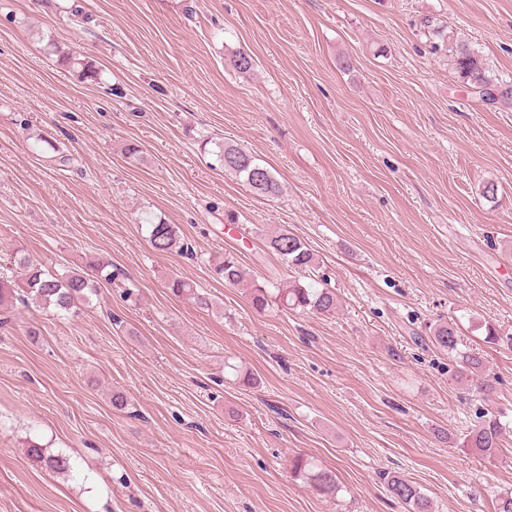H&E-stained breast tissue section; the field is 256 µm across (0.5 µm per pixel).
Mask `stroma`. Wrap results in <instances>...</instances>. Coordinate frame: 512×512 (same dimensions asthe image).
Masks as SVG:
<instances>
[{
	"label": "stroma",
	"instance_id": "obj_1",
	"mask_svg": "<svg viewBox=\"0 0 512 512\" xmlns=\"http://www.w3.org/2000/svg\"><path fill=\"white\" fill-rule=\"evenodd\" d=\"M426 17L512 80V0H0V269L124 273L67 318L19 304L0 322V512H405L385 472L432 512H494L512 429L491 457L464 439L512 419V349L486 340L512 333V103L478 100ZM208 138L261 159L282 195L214 167ZM146 213L189 251H153ZM280 228L335 314L260 312L214 274L230 253L258 282L297 279L267 246ZM441 321L490 391L429 342ZM300 454L337 498L291 474ZM28 454L43 467L57 474H67L72 469L70 457L62 453H49L37 442H28ZM386 491L406 505L409 512H430L429 501L414 483L396 474L383 478Z\"/></svg>",
	"mask_w": 512,
	"mask_h": 512
}]
</instances>
